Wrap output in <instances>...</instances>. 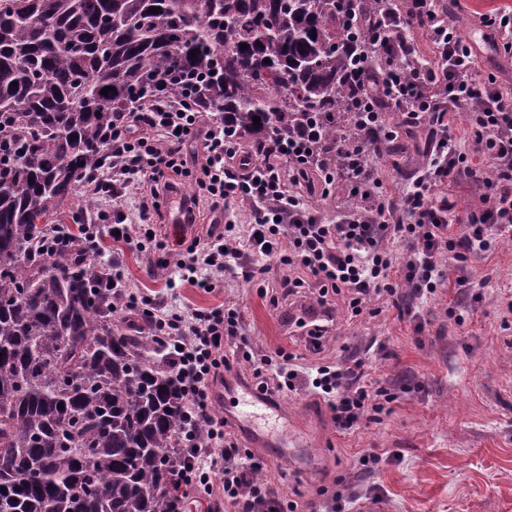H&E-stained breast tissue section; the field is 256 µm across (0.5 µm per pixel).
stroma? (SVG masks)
<instances>
[{
  "label": "stroma",
  "instance_id": "stroma-1",
  "mask_svg": "<svg viewBox=\"0 0 512 512\" xmlns=\"http://www.w3.org/2000/svg\"><path fill=\"white\" fill-rule=\"evenodd\" d=\"M512 12V0H441L439 11L462 35L481 25L483 14ZM430 128L413 126L406 152L384 153L378 160L383 180L401 184L423 164ZM102 258L118 259L135 287L169 304L208 309L222 303L238 308L252 346L272 352L286 348L299 363L320 357L342 363L363 360L371 388L400 377L407 389L368 413L354 433L337 430L328 406L300 390L279 395L287 421L263 420L274 433L289 431L308 444L295 456L260 448L243 432L240 446L253 450L260 479L295 501L296 512H326L335 496L354 490L362 512H512V238L473 263L481 301L447 284L418 302L419 321L399 314L392 301L378 302L377 315L351 317L341 297L328 294L334 316L321 351L288 335L290 308L315 303L319 284L307 279L298 295L285 297V269L275 257H256L257 283L228 271L220 290L180 282L168 287V272L134 246L101 240ZM278 303H271V296ZM375 451V463L356 458Z\"/></svg>",
  "mask_w": 512,
  "mask_h": 512
}]
</instances>
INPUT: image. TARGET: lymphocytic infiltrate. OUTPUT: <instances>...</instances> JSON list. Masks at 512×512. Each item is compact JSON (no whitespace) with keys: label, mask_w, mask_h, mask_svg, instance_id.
Returning <instances> with one entry per match:
<instances>
[{"label":"lymphocytic infiltrate","mask_w":512,"mask_h":512,"mask_svg":"<svg viewBox=\"0 0 512 512\" xmlns=\"http://www.w3.org/2000/svg\"><path fill=\"white\" fill-rule=\"evenodd\" d=\"M435 3L411 0L414 14L396 21L401 29L418 19L429 21L431 59L407 80L392 70L382 91L361 96L367 141L337 142L339 163L323 171L325 187L340 177L348 186L351 204L335 223L323 222L292 189L304 167L316 162L309 140L269 141L263 163L236 174L237 150L226 144L223 114L206 115L184 96L164 106L146 101L137 111L113 113L101 131L104 169L86 178L105 205L93 223L81 225L79 234L51 228L45 254L74 249L79 257L90 258L99 255L102 235L114 234L119 242L154 255L157 267L173 268L180 281L209 292L222 286L225 272L235 266L245 280H253L252 259L274 255L288 270L285 288L303 287L304 275H311L322 288L341 295L355 317L371 301L404 288L413 299L424 300L450 280L470 287L471 262L488 252L496 237L512 234V97L494 74L478 76L470 46L441 21ZM384 101L404 112L409 124L428 123L434 141L424 167L402 186L385 185L376 174L382 147L395 136L384 121ZM460 107L467 110L470 130L466 150L448 123ZM194 141L201 143V152H187V144ZM183 176L194 177L198 186L192 206L203 204L214 212L248 205L246 228L214 223L183 242L181 249L169 248L152 222L161 196L175 191L177 178ZM457 178L476 185L481 204L454 232L447 200L434 198L433 191ZM130 202L137 211L132 219L124 211ZM399 244L406 247L401 257L395 252ZM103 270L113 294L123 298L127 309L142 314L152 335L166 339L165 358L185 405L184 462L174 473V483L182 494L212 497V512L228 506L233 512L291 508L258 478L260 465L253 453L213 413L215 390L223 385L229 366L226 344H236L262 391L311 386L329 405L337 428L348 434L359 427L367 410H381L383 401L394 399L403 388L395 380L372 393L358 362L309 369L295 364L293 354L283 348L271 355L259 353L242 333L234 306L183 311L132 287L112 263H104Z\"/></svg>","instance_id":"obj_1"}]
</instances>
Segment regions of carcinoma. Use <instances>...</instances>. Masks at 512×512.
I'll return each instance as SVG.
<instances>
[{"label": "carcinoma", "mask_w": 512, "mask_h": 512, "mask_svg": "<svg viewBox=\"0 0 512 512\" xmlns=\"http://www.w3.org/2000/svg\"><path fill=\"white\" fill-rule=\"evenodd\" d=\"M337 2L0 0V512H173L183 402L162 342L114 329L97 262L66 272L32 244L99 170L112 113L156 83L182 96V74L256 163L314 126L336 164V140L363 135L347 72L362 61L372 84L424 61L353 35L401 0Z\"/></svg>", "instance_id": "1"}]
</instances>
